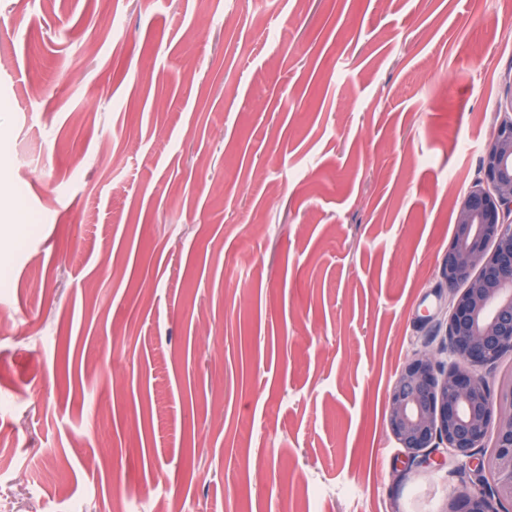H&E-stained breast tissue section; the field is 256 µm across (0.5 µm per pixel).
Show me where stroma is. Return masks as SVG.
I'll return each mask as SVG.
<instances>
[{
    "label": "stroma",
    "instance_id": "1",
    "mask_svg": "<svg viewBox=\"0 0 512 512\" xmlns=\"http://www.w3.org/2000/svg\"><path fill=\"white\" fill-rule=\"evenodd\" d=\"M512 102V0H0V512H443L386 395Z\"/></svg>",
    "mask_w": 512,
    "mask_h": 512
}]
</instances>
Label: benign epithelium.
Segmentation results:
<instances>
[{"label":"benign epithelium","instance_id":"obj_1","mask_svg":"<svg viewBox=\"0 0 512 512\" xmlns=\"http://www.w3.org/2000/svg\"><path fill=\"white\" fill-rule=\"evenodd\" d=\"M448 288L446 352L407 361L387 396V427L409 465L444 448L477 481L444 512L512 507V378L497 390L481 372L512 356V113L495 127L480 178L461 200L440 269Z\"/></svg>","mask_w":512,"mask_h":512}]
</instances>
